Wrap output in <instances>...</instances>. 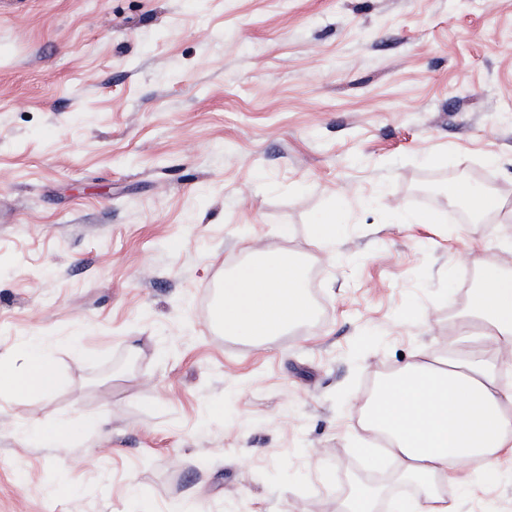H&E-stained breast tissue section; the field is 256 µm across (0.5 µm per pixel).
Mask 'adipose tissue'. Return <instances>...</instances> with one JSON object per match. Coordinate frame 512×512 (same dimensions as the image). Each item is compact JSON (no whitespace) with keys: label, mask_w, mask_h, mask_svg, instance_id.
<instances>
[{"label":"adipose tissue","mask_w":512,"mask_h":512,"mask_svg":"<svg viewBox=\"0 0 512 512\" xmlns=\"http://www.w3.org/2000/svg\"><path fill=\"white\" fill-rule=\"evenodd\" d=\"M309 313L298 261L287 254L239 268L214 305L226 334L266 341ZM456 326L458 346L448 358L414 357L380 378L361 410V425L387 438L397 480L417 490L394 512H457L448 484L512 448V383L500 372L512 364V247L484 273ZM59 383L52 349L36 338L23 366L0 364L1 396L45 397Z\"/></svg>","instance_id":"adipose-tissue-1"}]
</instances>
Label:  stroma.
I'll use <instances>...</instances> for the list:
<instances>
[{
  "instance_id": "stroma-1",
  "label": "stroma",
  "mask_w": 512,
  "mask_h": 512,
  "mask_svg": "<svg viewBox=\"0 0 512 512\" xmlns=\"http://www.w3.org/2000/svg\"><path fill=\"white\" fill-rule=\"evenodd\" d=\"M508 236L512 0H0V358L61 378L0 398V512H334ZM254 248L313 311L262 345L206 312ZM461 491L512 512V456ZM448 198L451 200H457L460 198L470 199L472 206L477 209L475 212L477 215L484 211L488 206H492L495 209L499 208V203L496 200H490L486 197L473 195L463 184H453L448 186ZM53 351L39 338L30 342L29 353L22 367L0 364V395L25 393L49 396L59 386Z\"/></svg>"
}]
</instances>
